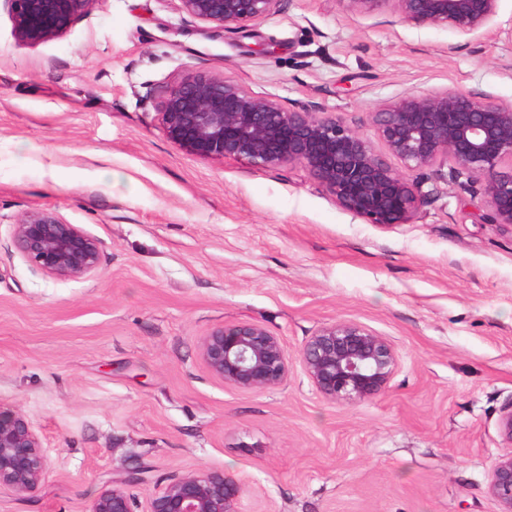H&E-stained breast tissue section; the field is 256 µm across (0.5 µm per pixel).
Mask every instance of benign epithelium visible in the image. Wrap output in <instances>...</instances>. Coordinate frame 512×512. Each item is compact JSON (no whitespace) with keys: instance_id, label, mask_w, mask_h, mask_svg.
I'll use <instances>...</instances> for the list:
<instances>
[{"instance_id":"obj_1","label":"benign epithelium","mask_w":512,"mask_h":512,"mask_svg":"<svg viewBox=\"0 0 512 512\" xmlns=\"http://www.w3.org/2000/svg\"><path fill=\"white\" fill-rule=\"evenodd\" d=\"M21 42L63 35L93 0H7ZM192 18L220 27H246L277 12L282 0H181ZM360 16L390 13L416 27L445 28L459 36L496 29L512 42V28L495 27L500 0H341ZM166 137L196 157H234L258 167L301 164L345 211L370 224H408L437 193L436 181L482 192L483 224L512 231V103L445 88L409 92L368 113L373 136L315 106L285 107L243 85L204 71L187 74L160 103ZM379 142L384 152L375 148ZM398 159L409 174L391 166ZM19 254L49 277L82 280L101 264L100 242L51 210H34L12 225ZM208 372L243 391L284 382L289 365L279 337L242 322L211 329L201 345ZM300 363L316 391L333 402L375 398L398 366L394 346L354 320L321 328ZM46 460L34 425L0 409V485L35 492ZM138 473L104 487L88 512H134L127 486ZM499 512H512V452L495 463L489 484ZM239 484L220 471L187 476L149 495L146 512H239Z\"/></svg>"}]
</instances>
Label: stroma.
I'll list each match as a JSON object with an SVG mask.
<instances>
[{"label": "stroma", "instance_id": "obj_1", "mask_svg": "<svg viewBox=\"0 0 512 512\" xmlns=\"http://www.w3.org/2000/svg\"><path fill=\"white\" fill-rule=\"evenodd\" d=\"M192 69L362 129L407 92L512 103L511 44L342 0H285L225 29L180 0H92L35 45L0 0V407L33 423L48 461L34 493L0 485V512H87L133 470L135 512L213 470L238 482L240 512H499L512 232L443 181L411 223L385 226L302 165L188 155L158 103ZM36 209L98 239L94 276L56 280L16 251L12 226ZM339 320L395 347L384 394L333 402L304 373V345ZM242 322L282 340L281 385L242 391L207 371L203 337Z\"/></svg>", "mask_w": 512, "mask_h": 512}]
</instances>
